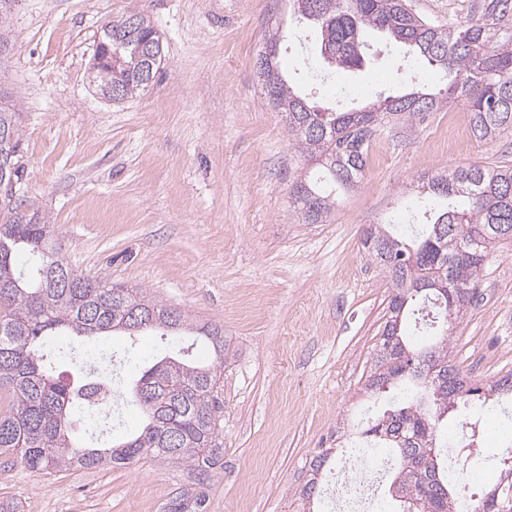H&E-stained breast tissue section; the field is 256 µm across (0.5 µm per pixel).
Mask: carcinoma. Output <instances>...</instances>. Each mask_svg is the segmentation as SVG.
<instances>
[{
	"label": "carcinoma",
	"instance_id": "1",
	"mask_svg": "<svg viewBox=\"0 0 512 512\" xmlns=\"http://www.w3.org/2000/svg\"><path fill=\"white\" fill-rule=\"evenodd\" d=\"M294 13L319 32L320 55L329 68L363 66L368 32L438 66L451 76L450 94L467 104L475 139L487 141L512 131V0H461L448 27L419 14L409 0H291ZM161 38L141 12L114 16L102 27L96 49L112 52L97 67V88H119L125 100L149 88L160 64L144 59ZM280 35H269L255 62L268 105L285 113L295 151L315 160L321 175L292 185L290 195L304 224H324L334 211L336 190L351 188L366 167L372 140L390 123L442 108L438 93L406 90L405 79L358 110L321 112L289 83L278 65ZM19 113L0 105V156L19 165ZM437 201L421 220L398 233L372 224L362 247L392 283L386 321L364 383L374 399L397 390L385 403L372 402L376 418L364 431L390 449L397 467L390 489L397 512H458L460 493L448 478L444 420L474 401L501 412L512 406V377L476 386L455 364L448 324L464 315L489 257V245L512 239V164L458 165L422 184ZM160 331L179 340L192 336L212 353L203 363L181 347L154 359L122 397L142 414L137 433L100 447L75 437L77 412L99 411L100 396L112 387V369L78 362V343L96 336H137ZM60 336L72 339L53 347ZM75 365L66 382L60 363ZM224 332L191 326L182 312L139 294L77 273L59 253L53 225L0 201V456L15 455L38 475L71 468L126 466L151 455L184 467L192 485L178 489L164 512H207L206 489L224 467V435L217 413ZM500 482L472 506V512H501L512 498V452L499 458Z\"/></svg>",
	"mask_w": 512,
	"mask_h": 512
}]
</instances>
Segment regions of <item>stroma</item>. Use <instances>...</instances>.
Listing matches in <instances>:
<instances>
[{
	"label": "stroma",
	"instance_id": "obj_1",
	"mask_svg": "<svg viewBox=\"0 0 512 512\" xmlns=\"http://www.w3.org/2000/svg\"><path fill=\"white\" fill-rule=\"evenodd\" d=\"M148 15L163 41L153 86L115 103L90 81L103 23ZM10 47L0 88L19 113L22 211L56 229L62 257L80 274L139 288L188 319L224 331V467L207 512H327L298 491L313 456L341 452L366 416V371L386 319L391 283L361 249L372 224L403 227L425 173L461 164L512 163V132L473 136L463 101L388 125L358 185L325 224L299 221L297 157L284 114L265 102L254 62L282 30L278 60L310 105L339 112L374 102L410 62L417 88L437 90L434 67L393 48L378 62L318 86L301 72L317 35L289 0H5ZM354 83L360 95L337 100ZM465 375L512 374V239L497 242L472 304L449 327ZM149 331L88 340L98 360L121 358L123 383L173 346ZM187 470L152 457L126 468L37 475L0 457V498L22 512H162Z\"/></svg>",
	"mask_w": 512,
	"mask_h": 512
}]
</instances>
